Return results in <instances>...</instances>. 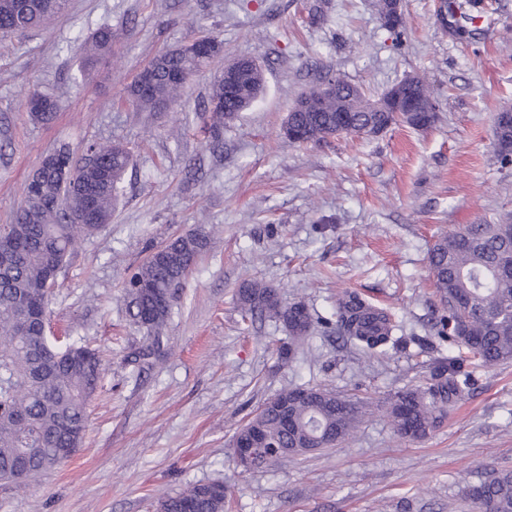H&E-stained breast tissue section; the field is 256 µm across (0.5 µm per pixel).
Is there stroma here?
<instances>
[{
	"instance_id": "stroma-1",
	"label": "stroma",
	"mask_w": 512,
	"mask_h": 512,
	"mask_svg": "<svg viewBox=\"0 0 512 512\" xmlns=\"http://www.w3.org/2000/svg\"><path fill=\"white\" fill-rule=\"evenodd\" d=\"M440 0H402L405 33L384 29L373 0H69L44 27L0 37V225L59 145L133 151L109 224L84 239L58 277L51 335L86 340L104 356L79 451L39 481L0 486V512H158L188 486L224 484V512H477L467 485L512 470V360L476 368L469 394L417 441L383 413L346 442L270 466L233 461L239 427L285 388L324 386L382 402L422 385L457 347L438 336L442 307L428 266L437 237L512 211V166L493 140L512 108V0H468L448 22ZM112 51L80 71V43L100 26ZM213 35L224 52L164 112L125 99L158 53ZM262 63L259 99L212 147L199 111L224 62ZM335 73L377 94L426 75L441 106L426 130L391 128L293 146L281 126L297 95ZM51 94L56 115L33 120L26 97ZM190 231L210 243L167 322L170 346L151 368L131 360L146 334L126 283L150 251ZM258 280L315 319L288 362V333L238 302ZM345 291L387 308L405 349L370 354L321 323Z\"/></svg>"
}]
</instances>
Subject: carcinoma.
Segmentation results:
<instances>
[{
  "mask_svg": "<svg viewBox=\"0 0 512 512\" xmlns=\"http://www.w3.org/2000/svg\"><path fill=\"white\" fill-rule=\"evenodd\" d=\"M68 0H0V34L5 36L41 27L60 14ZM378 18L399 37L406 27L404 14L394 13L393 0H375ZM211 52L196 58L175 48L159 53L149 63V92L133 82L127 99L145 109L167 107L181 96L188 81L223 52V43L210 38ZM112 47V29L99 28L82 67L92 66ZM323 81L325 90L313 112H302L298 102L314 92L302 91L284 124L296 131L287 137L292 144L325 141L340 134L376 137L396 125L431 128L439 120L431 88L419 77H406L377 97L345 80ZM265 72L257 61L240 64L233 83L218 74L207 105L201 113L209 137L222 139L224 123L235 119L262 94ZM418 111H396L393 93ZM26 107L43 123L55 117L56 102L43 93L31 95ZM500 164L512 165V127L494 135ZM87 158L76 160L63 147L54 152L57 165L36 171L37 182H27L24 202L15 222L0 225V252L14 257L12 266L0 273V482L34 481L64 462L57 448H79L85 438L89 404L102 374L99 353L78 341L50 336L37 323L25 324L15 302L39 309L48 306L56 281L54 269L62 270L80 242L112 220L124 176L131 164L129 149L121 144H96ZM199 232L179 235L162 251L146 257L129 281L133 318L147 330V345L134 358L160 352L172 303L207 248ZM429 267L446 315L439 330L458 348L491 368L512 360V212L494 224H471L440 236L432 246ZM240 306L248 313L282 322L288 343L277 349L283 361L302 344L312 326V315L298 303L284 304L277 292L250 282L238 292ZM337 335L370 353L385 354L397 346L389 314L355 292L339 298L335 321H327ZM472 384L463 371V360L448 358L429 381L417 388L396 391L387 401L386 413L404 439L418 440L440 427L448 411ZM284 389L268 399L237 433L241 438L257 432L276 448L259 458L253 467L272 465L311 448H331L346 441L362 418L374 408L369 401H353L322 387ZM219 482L191 485L159 503V512H224V494L215 491ZM478 512H512V470H492L466 490Z\"/></svg>",
  "mask_w": 512,
  "mask_h": 512,
  "instance_id": "cac0c4a2",
  "label": "carcinoma"
}]
</instances>
